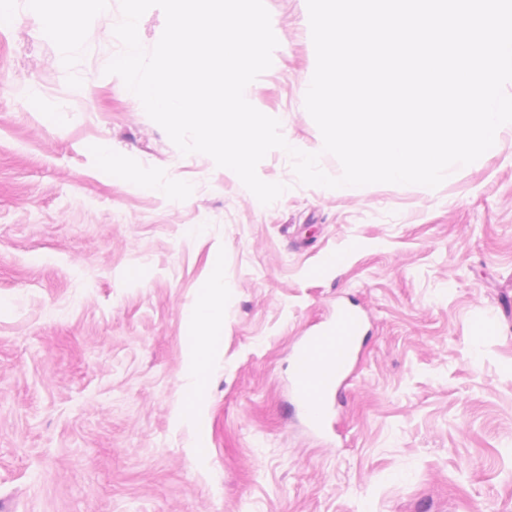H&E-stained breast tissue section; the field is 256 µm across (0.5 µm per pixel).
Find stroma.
<instances>
[{
  "label": "stroma",
  "instance_id": "stroma-1",
  "mask_svg": "<svg viewBox=\"0 0 512 512\" xmlns=\"http://www.w3.org/2000/svg\"><path fill=\"white\" fill-rule=\"evenodd\" d=\"M278 45L245 90L339 160L305 108L306 0H264ZM0 25V502L11 512H512V131L437 188L301 184L182 154L106 74L120 0L75 47L13 0ZM109 162H102V154ZM191 189L178 202L155 183ZM206 225L190 238L185 229ZM224 272L205 439L177 428L185 317ZM366 317L341 448L288 411L289 349L337 301ZM203 445L205 464L191 450Z\"/></svg>",
  "mask_w": 512,
  "mask_h": 512
}]
</instances>
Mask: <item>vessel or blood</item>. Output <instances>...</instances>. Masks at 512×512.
Here are the masks:
<instances>
[{"mask_svg":"<svg viewBox=\"0 0 512 512\" xmlns=\"http://www.w3.org/2000/svg\"><path fill=\"white\" fill-rule=\"evenodd\" d=\"M365 324L353 303H337L331 319L299 337L291 349L289 407L313 434L330 435L333 412L353 380L351 365L360 353Z\"/></svg>","mask_w":512,"mask_h":512,"instance_id":"b4317fda","label":"vessel or blood"}]
</instances>
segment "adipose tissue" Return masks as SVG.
<instances>
[{
  "label": "adipose tissue",
  "instance_id": "ef3b65f1",
  "mask_svg": "<svg viewBox=\"0 0 512 512\" xmlns=\"http://www.w3.org/2000/svg\"><path fill=\"white\" fill-rule=\"evenodd\" d=\"M28 10L59 35L61 51L76 44L89 17L50 6L49 0H28ZM188 332L184 338L186 396L173 415L176 426L203 431L206 411L204 385L212 367L224 351V276L214 269L199 301L187 314Z\"/></svg>",
  "mask_w": 512,
  "mask_h": 512
}]
</instances>
